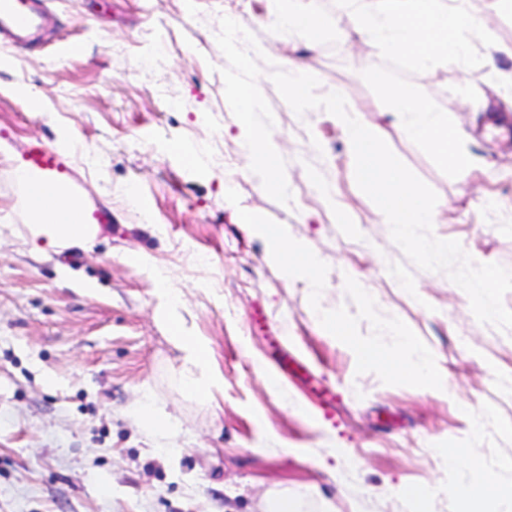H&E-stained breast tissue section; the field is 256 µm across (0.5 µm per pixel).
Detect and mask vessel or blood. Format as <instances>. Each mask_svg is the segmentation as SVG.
Wrapping results in <instances>:
<instances>
[{
  "mask_svg": "<svg viewBox=\"0 0 512 512\" xmlns=\"http://www.w3.org/2000/svg\"><path fill=\"white\" fill-rule=\"evenodd\" d=\"M50 21L47 0H0L1 43H37L48 31ZM27 162L30 168L50 176L63 173L65 169L62 158L40 142L31 145Z\"/></svg>",
  "mask_w": 512,
  "mask_h": 512,
  "instance_id": "b4317fda",
  "label": "vessel or blood"
}]
</instances>
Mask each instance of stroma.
Instances as JSON below:
<instances>
[{"label": "stroma", "mask_w": 512, "mask_h": 512, "mask_svg": "<svg viewBox=\"0 0 512 512\" xmlns=\"http://www.w3.org/2000/svg\"><path fill=\"white\" fill-rule=\"evenodd\" d=\"M312 4L325 20L315 48L277 23L284 7ZM49 7L44 45L0 50V512H259L272 491L295 497L298 512H512L499 493L512 485V332L479 323L445 273L405 256L356 184L337 117L296 114L270 78L291 60L318 78L317 94L338 88L437 193L434 235L512 269V135L486 133L496 116L512 119V58L410 75L462 124L474 168L451 178L362 78L383 59L334 0ZM467 7L512 46L511 5ZM223 15L268 57L257 82L291 203L245 171L216 41ZM476 96L486 111H470ZM35 141L59 151L73 189L103 213L92 250L40 259L12 234L26 221L13 169ZM173 141L199 146L205 164L172 154ZM244 211L319 258V296L302 272L284 275L271 244L240 222ZM61 262L77 282L59 279ZM159 269L183 296L188 334L212 349L208 404L180 388L181 353L155 316ZM324 312L344 317L348 335L328 332ZM396 325L432 349L443 386L399 372ZM367 346L378 362L364 361ZM284 360L304 369L278 385L269 371ZM307 372L332 383L330 402L308 394ZM147 396L181 424L167 442L177 459L152 449L135 414ZM450 448L460 464L448 465ZM469 483L485 488L474 503L448 492Z\"/></svg>", "instance_id": "35a3bbf8"}]
</instances>
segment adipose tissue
Masks as SVG:
<instances>
[{"instance_id": "obj_1", "label": "adipose tissue", "mask_w": 512, "mask_h": 512, "mask_svg": "<svg viewBox=\"0 0 512 512\" xmlns=\"http://www.w3.org/2000/svg\"><path fill=\"white\" fill-rule=\"evenodd\" d=\"M14 176L24 190L25 208L31 218L30 224L25 225L19 236L22 245L43 256L70 249L92 248L98 239L100 227L94 224L80 197L71 194L61 181L32 171L23 161L15 167ZM258 230L274 244L284 272L290 274L295 268H302L312 292H320L319 260L289 247L277 226L262 224ZM155 294L158 300L156 316L164 322L170 341L182 353V390L198 403H208L215 384V376L210 368L211 349L207 343L187 335L181 316V297L168 287L166 279H158ZM393 332L398 345L407 354L400 366L401 371L434 384L439 383L440 376L434 369L432 351L412 339L401 327H394Z\"/></svg>"}]
</instances>
